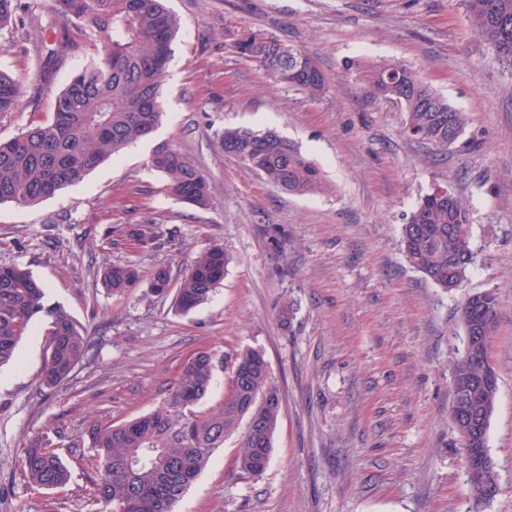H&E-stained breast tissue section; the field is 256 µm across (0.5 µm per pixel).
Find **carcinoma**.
Masks as SVG:
<instances>
[{
  "instance_id": "obj_1",
  "label": "carcinoma",
  "mask_w": 512,
  "mask_h": 512,
  "mask_svg": "<svg viewBox=\"0 0 512 512\" xmlns=\"http://www.w3.org/2000/svg\"><path fill=\"white\" fill-rule=\"evenodd\" d=\"M467 20L483 44L512 67V0H462ZM53 18L30 12L21 0H0V30L11 27L38 44L41 78L49 81L84 40L95 38V53L68 79L45 121L32 122L17 136L0 140V203L35 206L77 183L90 171L151 134L165 115L162 96L180 21L166 0H52ZM236 53L255 63L277 84L320 95L325 75L301 48L262 30L247 29L235 42ZM373 96L396 104L404 114L402 133L423 140L439 152L456 145L467 124L465 113L400 60L361 66ZM24 86L0 69V114L18 110ZM224 155L268 184L293 195L324 187L320 170L293 142L271 129L230 127L220 136ZM150 167L169 192L199 209L212 205L207 174L174 145L160 143ZM470 210L454 193L422 197L402 226L407 260L441 288H458L474 265ZM229 258L218 244L200 253L176 288L175 305L184 313L205 303L224 280ZM102 281L117 295L140 281L133 264L103 270ZM149 288H172L165 266L153 269ZM498 298L491 290L470 295L461 309L462 323L472 319L482 333L465 337V349L452 375L450 415L467 459L489 454L488 429L495 412L498 383L484 384L490 373V347L497 323ZM43 328L47 337L43 380L56 386L83 360L87 336L59 305L46 300V286L19 265H0V367L16 361L20 343ZM229 389L220 406L199 411L212 383L216 357L200 351L182 366L169 395L151 411L119 424L92 425L86 436L94 451L91 496L102 512H172L181 495L207 466L213 452L241 431L235 465L259 475L268 466L272 437L281 411L280 393L269 379L264 353L248 348L232 358ZM244 429H239L240 424ZM49 435L35 437L20 459L21 472L38 489L53 490L71 478L62 458L50 451ZM491 466L469 480L480 505L498 490Z\"/></svg>"
}]
</instances>
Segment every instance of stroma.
<instances>
[{"mask_svg": "<svg viewBox=\"0 0 512 512\" xmlns=\"http://www.w3.org/2000/svg\"><path fill=\"white\" fill-rule=\"evenodd\" d=\"M167 5L181 27L162 126L51 199L0 203V264L30 270L88 338L83 361L56 387L41 384V333L0 368V512H100L89 494L93 452L69 440L151 410L195 353L247 348L264 352L282 397L270 463L254 477L238 473L237 440L228 438L175 512H512V70L475 35L461 0ZM244 26L303 48L326 75L324 92L274 84L239 58L233 43ZM94 52L83 41L45 85L33 47L0 30V68L38 95L0 116V140L49 117ZM391 58L466 113V132L448 152L405 137L402 113L345 67ZM241 126L298 144L327 191L288 194L224 156L221 131ZM162 142L207 173L210 209L168 196L148 165ZM437 186L471 209L475 265L452 292L412 268L401 246L407 214ZM134 224L145 225L146 239L129 236ZM213 244L230 263L209 301L180 314L174 293L150 290L154 267L180 279ZM127 262L141 271L138 286L110 294L102 269ZM490 289L499 393L488 448L499 489L478 506L449 410L464 351L460 305ZM45 432L56 434L71 472L50 491L19 470L25 444Z\"/></svg>", "mask_w": 512, "mask_h": 512, "instance_id": "stroma-1", "label": "stroma"}]
</instances>
